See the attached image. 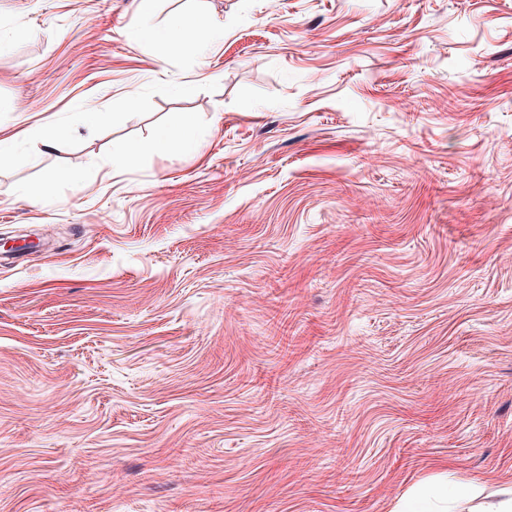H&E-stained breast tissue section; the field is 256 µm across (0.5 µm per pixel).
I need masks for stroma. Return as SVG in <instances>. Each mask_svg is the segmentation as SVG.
<instances>
[{
    "mask_svg": "<svg viewBox=\"0 0 512 512\" xmlns=\"http://www.w3.org/2000/svg\"><path fill=\"white\" fill-rule=\"evenodd\" d=\"M175 17L192 43L131 41L136 0H0V138L32 133L0 154V237L43 240L0 260V512H491L512 0H158L150 23ZM178 128L193 148L151 149ZM280 320L305 337L285 359Z\"/></svg>",
    "mask_w": 512,
    "mask_h": 512,
    "instance_id": "1",
    "label": "stroma"
}]
</instances>
